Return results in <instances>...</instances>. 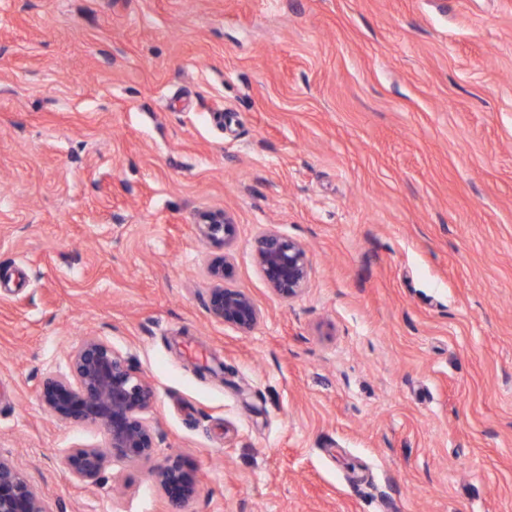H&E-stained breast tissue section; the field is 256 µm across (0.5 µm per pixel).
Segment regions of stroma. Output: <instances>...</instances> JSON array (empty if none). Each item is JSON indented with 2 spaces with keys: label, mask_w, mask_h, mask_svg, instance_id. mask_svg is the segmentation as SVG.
Returning a JSON list of instances; mask_svg holds the SVG:
<instances>
[{
  "label": "stroma",
  "mask_w": 512,
  "mask_h": 512,
  "mask_svg": "<svg viewBox=\"0 0 512 512\" xmlns=\"http://www.w3.org/2000/svg\"><path fill=\"white\" fill-rule=\"evenodd\" d=\"M214 209L247 333L206 311ZM89 335L184 512H512V0H0V453L50 512H169L147 466L62 474L104 435L40 382ZM195 229L202 242L221 247L235 237L237 224L226 210H208L198 215ZM252 250L255 264L274 294L292 299L305 290L311 260L304 243L270 231L254 241ZM150 474L157 488L172 499L176 509L198 493L197 481L179 455L170 456L163 463L154 465Z\"/></svg>",
  "instance_id": "35a3bbf8"
}]
</instances>
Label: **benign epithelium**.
Wrapping results in <instances>:
<instances>
[{
	"label": "benign epithelium",
	"mask_w": 512,
	"mask_h": 512,
	"mask_svg": "<svg viewBox=\"0 0 512 512\" xmlns=\"http://www.w3.org/2000/svg\"><path fill=\"white\" fill-rule=\"evenodd\" d=\"M195 229L202 242L221 247L235 237L237 224L225 210H208L198 215ZM252 250L274 294L292 299L305 290L311 260L304 243L270 231L254 241ZM230 266L225 254L208 260L212 287L206 309L213 321L247 333L259 323L262 311L249 294L224 285ZM40 400L51 417L104 433V445L69 448L64 453L62 472L71 483H98L114 459L132 463L153 459L155 430L143 414L155 401L154 388L107 339L83 337L71 351L66 369L43 378ZM151 477L177 509L198 493L196 479L178 455L153 466ZM0 512H48L42 492L12 459L1 454Z\"/></svg>",
	"instance_id": "obj_1"
}]
</instances>
